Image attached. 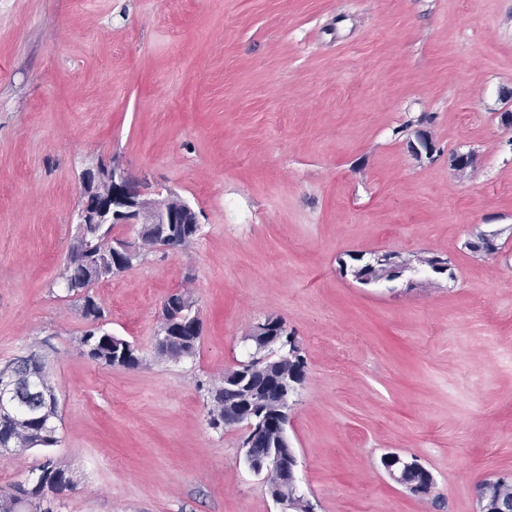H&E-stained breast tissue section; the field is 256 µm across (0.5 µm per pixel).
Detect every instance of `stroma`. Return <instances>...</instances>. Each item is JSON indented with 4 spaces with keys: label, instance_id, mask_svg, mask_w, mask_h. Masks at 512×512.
Returning <instances> with one entry per match:
<instances>
[{
    "label": "stroma",
    "instance_id": "stroma-1",
    "mask_svg": "<svg viewBox=\"0 0 512 512\" xmlns=\"http://www.w3.org/2000/svg\"><path fill=\"white\" fill-rule=\"evenodd\" d=\"M510 109L512 0H0V365L37 354L56 389V512H279L241 429L209 424V387L268 317L306 362L288 439L315 512H433L384 473L390 451L444 512H476L512 472ZM100 161L201 224L92 290L134 369L88 360L61 285ZM490 232L497 253L471 249ZM374 252L448 270L342 272ZM183 290L202 333L173 362L155 341Z\"/></svg>",
    "mask_w": 512,
    "mask_h": 512
}]
</instances>
